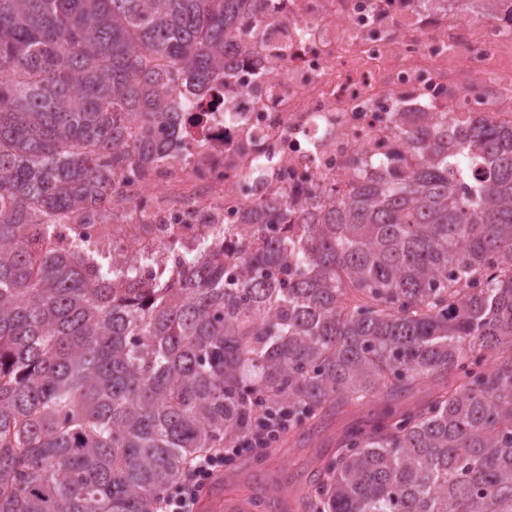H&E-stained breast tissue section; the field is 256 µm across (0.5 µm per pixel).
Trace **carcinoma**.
I'll list each match as a JSON object with an SVG mask.
<instances>
[{
  "mask_svg": "<svg viewBox=\"0 0 512 512\" xmlns=\"http://www.w3.org/2000/svg\"><path fill=\"white\" fill-rule=\"evenodd\" d=\"M249 2L0 0V512H155L265 413L290 445L422 385L344 430L288 512H512L511 121L398 126L405 173L250 210L261 247L220 228L174 282L50 246L174 135L166 93L224 67Z\"/></svg>",
  "mask_w": 512,
  "mask_h": 512,
  "instance_id": "cac0c4a2",
  "label": "carcinoma"
}]
</instances>
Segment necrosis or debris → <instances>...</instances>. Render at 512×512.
Returning <instances> with one entry per match:
<instances>
[{"label":"necrosis or debris","instance_id":"4bbe7bcc","mask_svg":"<svg viewBox=\"0 0 512 512\" xmlns=\"http://www.w3.org/2000/svg\"><path fill=\"white\" fill-rule=\"evenodd\" d=\"M224 71L205 91L177 89L173 143L134 177L117 181L89 222L53 228L55 244H84L114 268L162 273L221 224L258 246L248 209L289 197L326 204L379 163L407 151L395 108L444 118L459 56L492 59L512 48V27L491 32L451 13L446 0H263L260 22L241 27Z\"/></svg>","mask_w":512,"mask_h":512}]
</instances>
